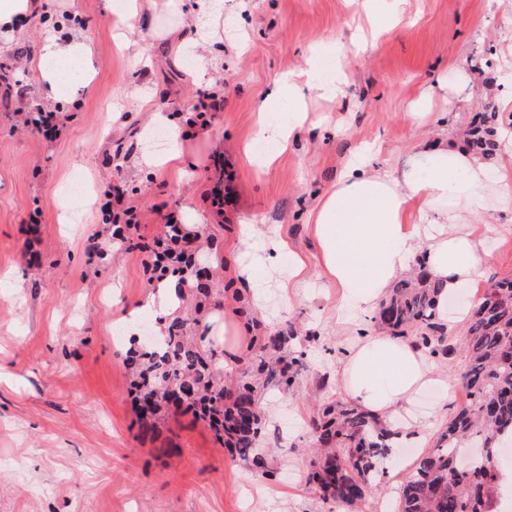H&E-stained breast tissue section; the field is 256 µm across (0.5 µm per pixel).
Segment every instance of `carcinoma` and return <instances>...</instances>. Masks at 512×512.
<instances>
[{
  "mask_svg": "<svg viewBox=\"0 0 512 512\" xmlns=\"http://www.w3.org/2000/svg\"><path fill=\"white\" fill-rule=\"evenodd\" d=\"M499 126V113L485 104L480 123L467 130L470 149L490 158L498 148ZM184 233L183 226L168 225L165 237L186 255L189 268L181 272L177 298L181 303L193 300L194 308L170 318L161 335L143 341L141 350L125 358L139 429L155 432L164 411H190L209 423L222 446L266 475L268 459L259 448L267 420L262 394L295 383L304 346L314 337L298 336L292 328L264 330L252 337L242 367L224 376L217 368L223 353L199 331L205 313L221 306L224 289L200 282L196 253L185 251ZM437 292L420 262L395 283L375 315L431 358L460 354L465 361L466 403L448 418L434 449L404 477L399 512H499L501 471L512 464L497 456V436L512 428V278L489 281L457 336L448 335L442 322ZM312 426L309 482L326 500L359 506L379 485L380 468L391 459V434L371 414L340 401L320 409Z\"/></svg>",
  "mask_w": 512,
  "mask_h": 512,
  "instance_id": "obj_1",
  "label": "carcinoma"
}]
</instances>
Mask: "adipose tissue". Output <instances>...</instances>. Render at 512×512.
<instances>
[{
    "mask_svg": "<svg viewBox=\"0 0 512 512\" xmlns=\"http://www.w3.org/2000/svg\"><path fill=\"white\" fill-rule=\"evenodd\" d=\"M94 39L89 33L65 39L45 31L36 52V69L45 98H59L64 88L92 71ZM472 79L457 71L452 80H438L422 90L411 103L406 118L419 127L430 118L435 92L453 97L469 88ZM304 86L289 76L280 84L279 103L288 107L276 121L259 126L262 138L286 142L302 126ZM490 164L462 143L443 139L419 142L405 160L385 170L371 169L358 158L338 179L335 189L323 197L311 216L321 270L338 288L341 311H371L389 292L396 277L423 259L439 286L436 302L448 314L449 328H456L468 308L449 313L448 298L478 283L490 255L483 237L473 226L488 201H512V182L489 177ZM253 230L242 227L235 247L248 264L238 275L254 306H261L258 268L287 259L288 276L282 288L296 287L306 265L286 252L279 239L252 248ZM335 381L346 400L383 421L393 439L414 443L419 424L402 419L416 395L427 388L451 396L448 375L436 370L425 350L412 339L379 331L355 337L344 347L336 363Z\"/></svg>",
    "mask_w": 512,
    "mask_h": 512,
    "instance_id": "ef3b65f1",
    "label": "adipose tissue"
}]
</instances>
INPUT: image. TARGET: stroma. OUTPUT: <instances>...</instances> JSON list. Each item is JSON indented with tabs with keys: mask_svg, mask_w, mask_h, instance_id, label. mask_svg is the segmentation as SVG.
I'll return each instance as SVG.
<instances>
[{
	"mask_svg": "<svg viewBox=\"0 0 512 512\" xmlns=\"http://www.w3.org/2000/svg\"><path fill=\"white\" fill-rule=\"evenodd\" d=\"M136 21L113 39L121 0H52L47 12L22 21L0 42V512H333V502L308 484L310 425L316 406L341 399L336 385L320 387L341 344L374 326L371 314L337 321L336 287L319 274L310 216L359 147L373 167L403 160L422 140L462 136L483 102L512 99V0H401L400 22L374 30L364 0H224L221 42L195 54L157 28H187L190 5L158 14L140 0ZM95 39L94 76L56 101L45 100L31 67L45 29L75 27ZM492 56L496 69L476 68ZM343 66L342 90L329 95L317 71L324 59ZM475 83L451 99L434 97L433 117L414 128L409 102L458 69ZM308 81V119L268 169L255 165L259 118L284 74ZM19 83L24 96L7 92ZM224 96V107L192 137L165 147L143 144L155 114L179 130L201 92ZM60 112L64 128L49 140L16 123L19 109ZM157 163L144 160V153ZM180 153L178 165L162 158ZM144 215L145 242L164 236L163 214L178 212L187 227L206 228L212 247L203 256L219 282L236 280L229 249L239 227H254L256 245L281 237L301 255L307 275L283 296L285 266L260 273L265 329L293 326L314 335L307 368L294 386L267 396L273 418L265 436L271 476L253 471L217 443L189 413H169L156 436H142L123 359L125 319L154 332L164 310L145 308L163 275L151 253L112 247L98 202L112 185ZM224 187V207L211 195ZM489 278L512 277V204L483 216ZM420 392L411 416H439L415 448L399 447L363 512H387L419 454L431 450L449 414L464 401L454 391L440 403Z\"/></svg>",
	"mask_w": 512,
	"mask_h": 512,
	"instance_id": "35a3bbf8",
	"label": "stroma"
}]
</instances>
